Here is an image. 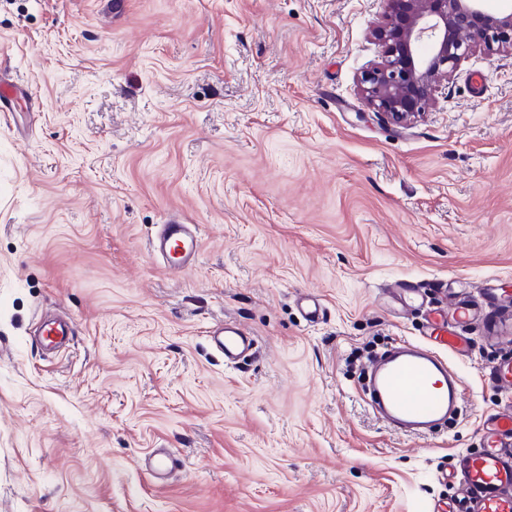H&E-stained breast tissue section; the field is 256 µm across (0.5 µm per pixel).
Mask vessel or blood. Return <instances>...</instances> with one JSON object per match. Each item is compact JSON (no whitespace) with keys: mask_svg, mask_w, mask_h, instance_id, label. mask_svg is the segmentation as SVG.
<instances>
[{"mask_svg":"<svg viewBox=\"0 0 512 512\" xmlns=\"http://www.w3.org/2000/svg\"><path fill=\"white\" fill-rule=\"evenodd\" d=\"M151 248L168 269H190L199 251L196 227L182 220L167 221L153 237ZM208 335L230 360L252 345L249 333L231 323L211 327ZM448 352L463 354V341L456 327L432 319L423 340L404 342L372 363L367 385L371 406L403 432L425 434L450 421L463 401V381L447 364ZM481 430L488 440L486 448L458 461L464 481L461 497L434 512H512V410L485 419ZM182 465L173 451L158 448L145 470L153 481L161 482Z\"/></svg>","mask_w":512,"mask_h":512,"instance_id":"obj_1","label":"vessel or blood"}]
</instances>
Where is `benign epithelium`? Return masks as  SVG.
<instances>
[{
	"instance_id": "7a95c632",
	"label": "benign epithelium",
	"mask_w": 512,
	"mask_h": 512,
	"mask_svg": "<svg viewBox=\"0 0 512 512\" xmlns=\"http://www.w3.org/2000/svg\"><path fill=\"white\" fill-rule=\"evenodd\" d=\"M371 36L381 61L361 73L369 108L395 124L424 111L436 83L475 48L512 52V9L490 13L484 0H381Z\"/></svg>"
}]
</instances>
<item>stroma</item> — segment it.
Wrapping results in <instances>:
<instances>
[{
  "mask_svg": "<svg viewBox=\"0 0 512 512\" xmlns=\"http://www.w3.org/2000/svg\"><path fill=\"white\" fill-rule=\"evenodd\" d=\"M378 0H0V512H432L512 408V54L473 50L406 125L357 86ZM197 224L175 273L149 251ZM459 296L464 410L373 413L357 359ZM324 306L314 323L298 302ZM64 315L78 332L31 338ZM245 328L236 365L208 331ZM171 448L185 471L140 462ZM151 248L170 270L192 268L199 251L196 225L186 224L183 220H168L160 225L151 241Z\"/></svg>",
  "mask_w": 512,
  "mask_h": 512,
  "instance_id": "35a3bbf8",
  "label": "stroma"
}]
</instances>
